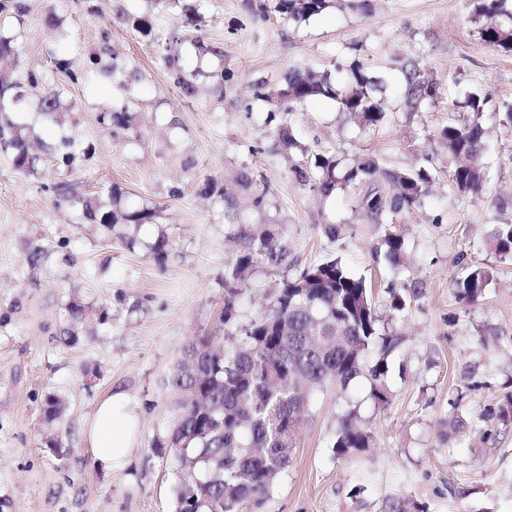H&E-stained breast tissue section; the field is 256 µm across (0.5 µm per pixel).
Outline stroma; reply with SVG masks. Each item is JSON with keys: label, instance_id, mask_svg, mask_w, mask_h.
Segmentation results:
<instances>
[{"label": "stroma", "instance_id": "stroma-1", "mask_svg": "<svg viewBox=\"0 0 512 512\" xmlns=\"http://www.w3.org/2000/svg\"><path fill=\"white\" fill-rule=\"evenodd\" d=\"M258 2L173 0L157 12L148 0H25L21 69L48 68L53 51L78 72L106 42L141 75L123 87L56 76L66 90L65 127L90 148L71 171L48 164L23 174L0 155V512H174L182 471L165 446L179 415L169 379L196 338L224 343L218 316L231 244L218 195L203 191L209 178L232 196L246 223L284 225L299 265L336 254L354 275L371 278L382 319H391L389 288L419 289L393 319L390 403L374 406L362 378L343 391H315L288 470L260 504L241 512H383L393 497L425 503L429 512H512V428L486 440L448 428L457 394L465 396L464 410L476 413L501 405L512 383V260L486 247L493 225L512 219V124L505 117L512 52L472 34V0H368L364 11L351 0H331L299 22L261 14ZM188 7L202 14L201 35L219 50L191 96L172 83L165 63L170 52L186 72L201 65L183 38ZM51 13L62 17V30L45 25ZM130 14L151 17L153 35L132 31L124 21ZM159 35L178 42L159 48ZM402 59L440 83L436 107L404 110ZM355 61L379 79L386 121L368 131L334 102L316 100L292 116L298 149L281 150L255 88L279 84L296 68L339 79ZM219 69L225 80L213 78ZM471 92L486 98V183L482 193L462 195L449 180L455 163L438 135L467 121L453 103ZM122 103L136 116L138 139L97 121ZM325 151L345 161L369 154L387 171L430 159L434 180L423 206L395 226L406 268L376 257L388 227L360 208L362 188L321 197L296 181L292 166ZM245 170L265 182L266 209H254L238 187ZM62 179L94 203L118 187L126 205L157 208L158 218L139 227L141 244L128 251L116 232L56 203L51 187ZM329 224L338 238L326 236ZM162 229L173 247L161 265L149 245ZM472 262L488 269L491 282L478 304L465 306L451 282ZM283 275L280 268L255 270L236 301L241 322L259 314ZM74 299L87 313L76 327L66 311ZM482 335L495 340L485 351L477 348ZM468 361L479 364L475 377L463 374ZM118 389L139 402L140 431L126 467L107 473L94 466L84 431ZM50 396L65 406L54 419L43 409ZM352 407L374 445L339 459L332 450L337 421Z\"/></svg>", "mask_w": 512, "mask_h": 512}]
</instances>
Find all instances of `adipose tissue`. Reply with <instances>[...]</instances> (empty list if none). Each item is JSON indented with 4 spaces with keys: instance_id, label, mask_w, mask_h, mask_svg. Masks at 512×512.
I'll return each instance as SVG.
<instances>
[{
    "instance_id": "obj_1",
    "label": "adipose tissue",
    "mask_w": 512,
    "mask_h": 512,
    "mask_svg": "<svg viewBox=\"0 0 512 512\" xmlns=\"http://www.w3.org/2000/svg\"><path fill=\"white\" fill-rule=\"evenodd\" d=\"M139 418V406L125 391H115L100 403L85 431L86 442L98 467L108 472L125 467Z\"/></svg>"
}]
</instances>
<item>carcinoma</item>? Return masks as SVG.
<instances>
[{"mask_svg":"<svg viewBox=\"0 0 512 512\" xmlns=\"http://www.w3.org/2000/svg\"><path fill=\"white\" fill-rule=\"evenodd\" d=\"M328 6L329 0H260L259 10L303 21ZM27 12L22 0H0V153L21 173L36 172L45 158L58 169H71L86 148L62 131L52 141H43L25 120V88L41 91L37 112L43 126L60 129L64 88L54 83L53 74L66 73L75 83L81 76L69 68L67 59L52 51L48 52L52 72L19 70L21 30ZM471 18L484 42L512 52V0H475ZM126 23L141 35L154 30L149 16L129 15ZM167 64L173 82L186 94H194L196 86L176 58L167 57ZM84 72L98 73L123 85L138 68L113 56L104 43L99 52L88 57ZM401 74L406 111L439 104V84L418 63L403 61ZM378 92V79L368 75L363 65L353 63L342 79L328 74L317 78L296 69L283 83L259 87L254 95L266 104L281 149L291 150L298 147L291 125L297 110L314 100L330 99L339 111L354 115L364 129L374 130L386 118ZM484 105L480 94H468L460 107L474 119L450 124L440 132L442 145L456 160L449 180L464 195L479 194L485 187L480 162L484 131L477 119ZM99 123L114 133L139 137L133 113L126 105L101 112ZM292 173L322 197L366 185L360 206L377 224H391L399 214L421 205L431 182L425 167L387 172L365 155L346 165L333 153H317L308 166H296ZM239 186L251 194L254 207L265 205L268 190L254 176L240 175ZM54 192L58 203L81 208L91 223L109 230L118 224H151L156 215L154 208L124 207L113 189L109 204L96 206L71 194L65 181L54 184ZM221 197L228 239L234 244L224 265V350H214L207 337L196 340L187 347L170 378L181 404V414L170 433V447L178 449L183 474L176 512H240L241 506L263 499L291 463L311 387L345 388L363 377L374 402L385 405L390 399L388 378L390 356L398 342L396 331L378 314L371 284L353 275L338 257L331 255L284 277L269 309L245 325L239 322L231 298L239 294L254 270L261 266L290 268L296 261L282 225L240 223L233 198L226 192ZM487 245L499 258L512 259V222L493 225ZM171 246L168 233L159 231L150 245L159 264L166 262ZM380 249L390 264L405 266L401 235L386 234ZM489 282L487 268L472 265L454 281L455 299L473 304ZM461 401L457 397L451 403L453 430L469 429L486 436L491 434L492 423L504 428L512 425V394L496 409L466 415L460 412ZM371 442V432L357 408L340 416L332 444L337 458L362 452ZM385 508L388 512H428L426 505L406 498L389 499Z\"/></svg>","mask_w":512,"mask_h":512,"instance_id":"obj_1","label":"carcinoma"}]
</instances>
